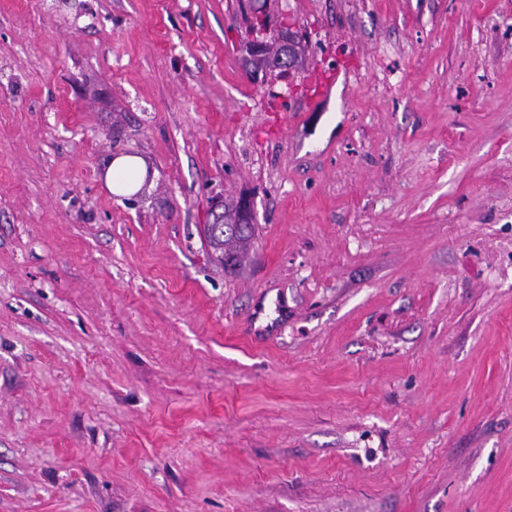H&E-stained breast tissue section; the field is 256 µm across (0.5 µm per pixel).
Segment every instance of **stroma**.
Returning <instances> with one entry per match:
<instances>
[{
  "instance_id": "stroma-1",
  "label": "stroma",
  "mask_w": 512,
  "mask_h": 512,
  "mask_svg": "<svg viewBox=\"0 0 512 512\" xmlns=\"http://www.w3.org/2000/svg\"><path fill=\"white\" fill-rule=\"evenodd\" d=\"M285 23L0 0V512H512V0ZM236 200L224 199V223L223 224H207L206 236L210 247L215 252H219L217 256L219 261L224 265V268L233 269L238 262L231 255L244 254L249 247L250 241L242 235L241 230L237 224H232L228 218L227 213L234 209ZM213 229L217 232L214 233Z\"/></svg>"
}]
</instances>
